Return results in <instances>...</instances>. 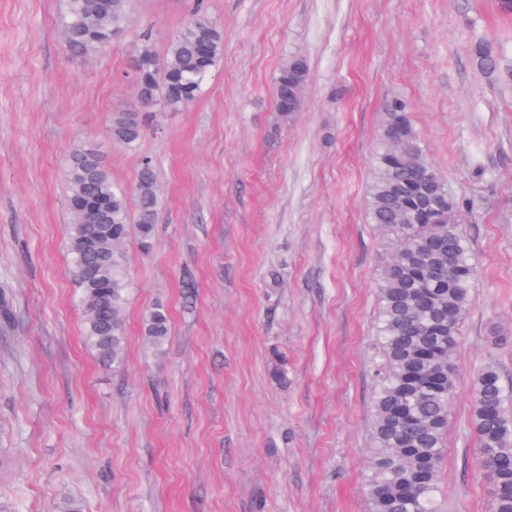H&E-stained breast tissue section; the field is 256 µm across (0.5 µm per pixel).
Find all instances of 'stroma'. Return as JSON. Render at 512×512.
Returning a JSON list of instances; mask_svg holds the SVG:
<instances>
[{
  "mask_svg": "<svg viewBox=\"0 0 512 512\" xmlns=\"http://www.w3.org/2000/svg\"><path fill=\"white\" fill-rule=\"evenodd\" d=\"M194 0H129L130 26L72 54L65 0H0V512H370L378 283L390 250L369 224L384 106L406 100L428 160L463 203L475 303L440 469L442 512H490L471 383L512 387V67L497 0H203L224 55L197 100L153 112L137 150L113 113L137 107L142 37L158 56ZM309 77L292 118L273 84ZM98 146L115 183L154 161L153 246L123 250L122 363H99L68 272L67 166ZM171 334H143L154 304ZM504 339L491 343L492 334ZM470 52L482 72L494 74L499 71L500 59L490 44L484 41H475L471 45ZM309 68L300 56H292L274 80V101L278 112L292 118L300 110L301 92L307 82ZM144 336L156 349L161 350L170 336V315L162 304H156L145 316L143 323Z\"/></svg>",
  "mask_w": 512,
  "mask_h": 512,
  "instance_id": "obj_1",
  "label": "stroma"
}]
</instances>
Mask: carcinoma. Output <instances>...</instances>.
Returning a JSON list of instances; mask_svg holds the SVG:
<instances>
[{
	"instance_id": "obj_1",
	"label": "carcinoma",
	"mask_w": 512,
	"mask_h": 512,
	"mask_svg": "<svg viewBox=\"0 0 512 512\" xmlns=\"http://www.w3.org/2000/svg\"><path fill=\"white\" fill-rule=\"evenodd\" d=\"M128 26L127 0H66L65 42L77 54L105 48ZM470 52L484 73L499 71L493 47L476 41ZM224 54V33L214 22L192 16L170 41L161 59L142 42L135 65L155 72L149 93L139 92L145 113H112V142L132 149L150 126L146 110L180 109L194 102ZM309 68L293 56L274 80L278 112L300 110ZM68 271L80 290L86 342L103 363L119 364L126 350L125 309L130 283L122 249L131 224L148 250L158 216V185L151 158L136 182V218L125 189L115 184L102 152L76 148L69 162ZM96 197L107 209L88 221L76 201ZM461 202L425 153L407 103H386L375 154L368 218L393 242L383 266L376 342L374 455L365 493L370 512H440L439 473L448 407L458 368L453 353L461 320L475 300L476 269L458 216ZM144 336L157 350L170 336V315L156 304L145 316ZM472 425L490 485L491 512H512V393L498 369L488 364L473 378Z\"/></svg>"
}]
</instances>
